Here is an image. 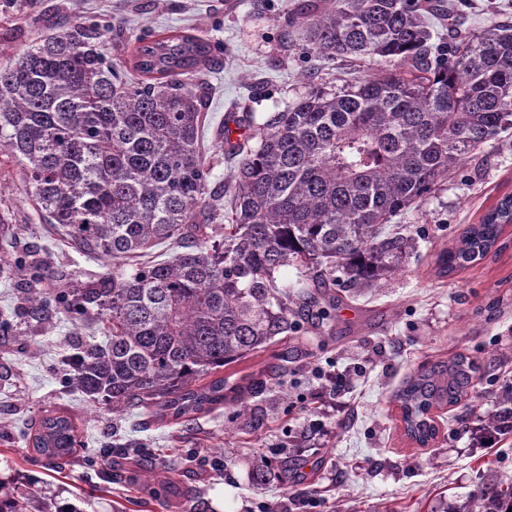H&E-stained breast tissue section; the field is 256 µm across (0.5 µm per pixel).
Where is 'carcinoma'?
<instances>
[{
    "mask_svg": "<svg viewBox=\"0 0 512 512\" xmlns=\"http://www.w3.org/2000/svg\"><path fill=\"white\" fill-rule=\"evenodd\" d=\"M431 14L458 26L442 0H303L301 50L360 60L371 73L311 90L261 123L247 116L246 140L227 149L238 159L228 195L208 186L205 115L182 87L209 60L203 37L138 39L131 68L140 79L125 81L124 62L101 51L109 27L67 21L0 68V159L22 167L59 235L114 260L110 276L29 297L103 324L105 342L75 340L74 386L114 412L141 406L161 421L229 405L246 428L263 421L266 380H201L315 315L332 322L336 287H379L410 248L392 218L512 125V25L445 48ZM511 216L505 197L441 253V272L484 259ZM163 243L182 251L125 263ZM291 266L300 270L293 283L280 277ZM477 370L457 354L408 377L395 395L405 434L436 432L428 412L465 400ZM485 425L512 435V391ZM27 440L36 454L63 459L76 427L47 415ZM504 504L512 506V484L485 483L457 512ZM0 512L52 509L6 492Z\"/></svg>",
    "mask_w": 512,
    "mask_h": 512,
    "instance_id": "cac0c4a2",
    "label": "carcinoma"
}]
</instances>
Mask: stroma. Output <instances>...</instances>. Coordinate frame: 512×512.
Here are the masks:
<instances>
[{"label": "stroma", "mask_w": 512, "mask_h": 512, "mask_svg": "<svg viewBox=\"0 0 512 512\" xmlns=\"http://www.w3.org/2000/svg\"><path fill=\"white\" fill-rule=\"evenodd\" d=\"M300 0H0V66L65 20H99L115 34L106 53L129 59L137 37L181 29L212 46L186 82L207 115L203 133L208 185L232 181L224 133L245 139L246 113L264 119L304 93L365 75L351 59L302 53ZM463 30L512 22V0H455ZM512 194V126L443 178L420 206L396 216L412 246L400 271L380 287L344 298L330 327L297 335L225 367L259 375L289 353L282 383L265 394L266 416L245 430L232 409L176 424L139 408L114 415L66 379L74 335L103 342L91 320L59 309L32 311L29 292L74 288L111 271L110 258L75 250L40 219L19 165L0 170V484L76 512H457L480 486L512 481V435L477 447L474 428L512 387V225L501 250L443 275L438 257L502 196ZM49 276L19 274L16 258ZM479 367L468 400L434 411L437 437L425 447L406 438L393 396L426 363L454 354ZM341 374L338 408H317L321 372ZM51 413L71 417L83 446L62 466L47 465L25 436ZM321 422L326 435L314 434ZM298 460L302 480L252 479L257 456Z\"/></svg>", "instance_id": "35a3bbf8"}]
</instances>
